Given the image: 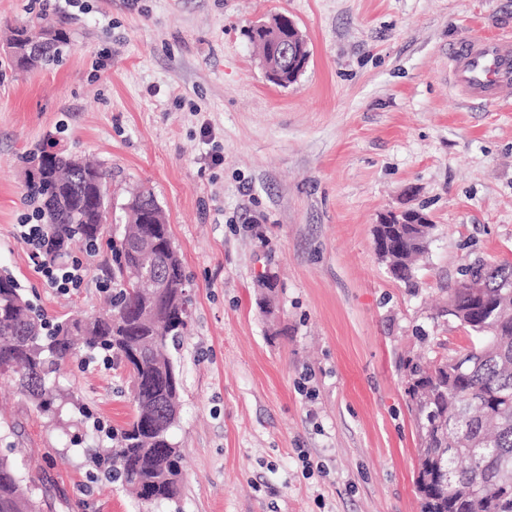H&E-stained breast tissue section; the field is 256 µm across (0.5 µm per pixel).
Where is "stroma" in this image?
Masks as SVG:
<instances>
[{"label": "stroma", "mask_w": 512, "mask_h": 512, "mask_svg": "<svg viewBox=\"0 0 512 512\" xmlns=\"http://www.w3.org/2000/svg\"><path fill=\"white\" fill-rule=\"evenodd\" d=\"M281 12L310 48L286 87L247 35ZM41 14L70 45L20 69L10 31ZM475 30L512 34V0H0V269L51 317L112 294L108 248L71 249L84 283L60 293L17 237L38 144L111 169L115 200L152 189L192 298L180 512H420L401 361L470 346L451 289L475 260L512 263V91L487 107L448 85V48ZM407 208L434 229L405 283L373 228ZM57 380L91 419L59 427L0 377V448L40 512H171L88 456L94 426L134 415L123 363L83 352Z\"/></svg>", "instance_id": "stroma-1"}]
</instances>
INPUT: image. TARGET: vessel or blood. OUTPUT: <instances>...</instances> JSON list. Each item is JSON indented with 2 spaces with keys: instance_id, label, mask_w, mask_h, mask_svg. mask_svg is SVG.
Instances as JSON below:
<instances>
[{
  "instance_id": "obj_1",
  "label": "vessel or blood",
  "mask_w": 512,
  "mask_h": 512,
  "mask_svg": "<svg viewBox=\"0 0 512 512\" xmlns=\"http://www.w3.org/2000/svg\"><path fill=\"white\" fill-rule=\"evenodd\" d=\"M453 88L465 99L489 105L512 88V35L476 34L448 49Z\"/></svg>"
}]
</instances>
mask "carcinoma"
<instances>
[{"label":"carcinoma","mask_w":512,"mask_h":512,"mask_svg":"<svg viewBox=\"0 0 512 512\" xmlns=\"http://www.w3.org/2000/svg\"><path fill=\"white\" fill-rule=\"evenodd\" d=\"M32 27L57 32L43 63L58 59L69 44L64 21L44 17ZM72 157L71 151H57L27 184L50 234V259L75 240L96 252L112 223L110 172L90 161L75 172ZM125 216L124 231L156 237L158 262L166 263L173 249L170 228L149 223L137 211ZM127 241L125 236L109 240L116 288L111 308L100 316L52 324L10 273L0 274V375L57 422L78 409L65 391L50 390L57 367L79 352L75 337H83L88 350L112 353L139 379L133 384L136 416L112 431V446L97 461L142 504L175 505L182 452L171 430L179 416L162 403L182 389L168 348L186 336L190 313L159 297L154 303L164 308L165 318L140 320L147 295L128 280L137 257ZM448 316L470 330L472 345L428 367L414 359L404 363L419 447L435 465L417 472L416 481L437 474L431 493L420 498L421 512H512V263L471 267L452 289ZM36 488L34 480L20 477L8 455L0 456V512H39Z\"/></svg>","instance_id":"1"}]
</instances>
